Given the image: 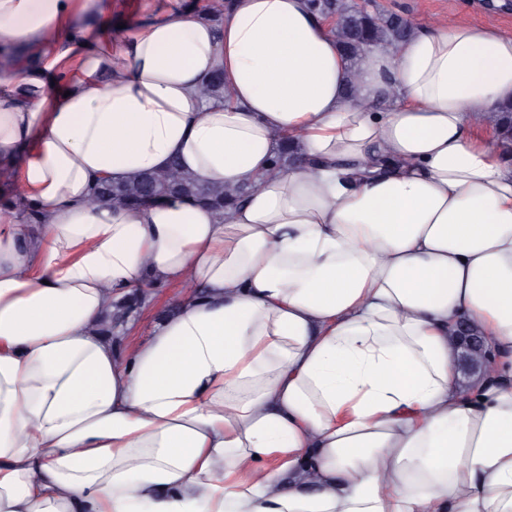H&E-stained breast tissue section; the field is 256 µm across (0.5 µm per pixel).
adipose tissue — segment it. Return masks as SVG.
Returning a JSON list of instances; mask_svg holds the SVG:
<instances>
[{
    "label": "adipose tissue",
    "mask_w": 512,
    "mask_h": 512,
    "mask_svg": "<svg viewBox=\"0 0 512 512\" xmlns=\"http://www.w3.org/2000/svg\"><path fill=\"white\" fill-rule=\"evenodd\" d=\"M122 7L0 0V512H512V166L472 131L512 34L422 22L357 65L310 0L116 37ZM173 161L247 193L90 201ZM145 281L186 292L121 347ZM464 319L494 360L465 387Z\"/></svg>",
    "instance_id": "adipose-tissue-1"
}]
</instances>
